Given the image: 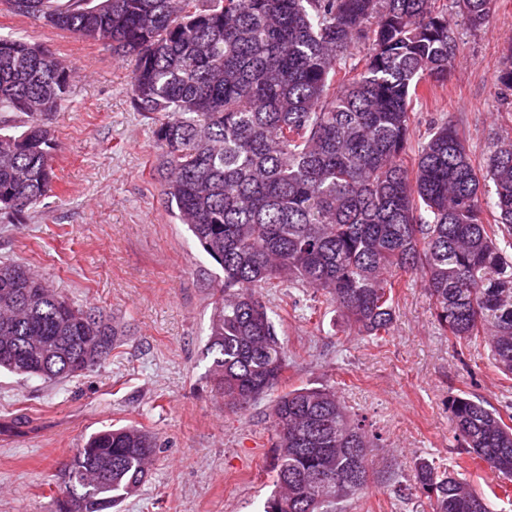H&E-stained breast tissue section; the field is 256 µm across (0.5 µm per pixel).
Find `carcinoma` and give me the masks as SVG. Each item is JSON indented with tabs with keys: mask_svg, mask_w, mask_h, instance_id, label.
I'll return each instance as SVG.
<instances>
[{
	"mask_svg": "<svg viewBox=\"0 0 512 512\" xmlns=\"http://www.w3.org/2000/svg\"><path fill=\"white\" fill-rule=\"evenodd\" d=\"M16 14L133 60L131 105L154 123L168 209L224 271L207 353L215 390L242 411L287 382L263 288H304L351 329L382 339L395 276L422 278L452 346L484 341L512 380V138L477 166L441 118L417 145L411 114L451 74L455 16L472 31L495 0H7ZM369 42L358 60L353 49ZM72 70L0 35V221L21 224L53 192L48 116ZM512 95V52L497 75ZM413 154L408 164L405 156ZM103 313L74 306L30 267L0 262V368L59 380L116 346ZM458 447L512 495V405L448 397ZM270 438L274 490L262 512H336L368 488L357 449L373 440L328 386L279 394ZM157 438L135 426L93 433L60 470L55 512H110L137 492ZM406 496L432 512H495L454 470L419 462Z\"/></svg>",
	"mask_w": 512,
	"mask_h": 512,
	"instance_id": "cac0c4a2",
	"label": "carcinoma"
}]
</instances>
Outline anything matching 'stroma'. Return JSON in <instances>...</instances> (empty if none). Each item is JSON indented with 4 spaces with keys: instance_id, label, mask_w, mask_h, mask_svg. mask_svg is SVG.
<instances>
[{
    "instance_id": "obj_1",
    "label": "stroma",
    "mask_w": 512,
    "mask_h": 512,
    "mask_svg": "<svg viewBox=\"0 0 512 512\" xmlns=\"http://www.w3.org/2000/svg\"><path fill=\"white\" fill-rule=\"evenodd\" d=\"M448 82L413 110L414 138L448 115L475 158L512 136V100L495 77L512 49V0H496L489 24L454 28ZM0 35L50 49L75 71L49 124L58 149L56 189L27 223H0V261L30 265L76 306L111 316L119 342L100 367L44 381L0 371V512H53L62 462L94 432L136 425L159 451L121 512H261L273 490L271 398L233 411L213 389L207 341L212 293L224 278L186 225L170 214L153 173L152 123L130 104L131 62L101 43L11 13L0 0ZM390 336H356L323 296L269 293L280 315L289 387H334L378 439L367 495L342 512H430L403 499L420 459L460 468L476 488L498 477L465 461L449 430L447 402L467 392L501 407L505 391L484 342L455 349L442 336L417 275L400 274Z\"/></svg>"
}]
</instances>
